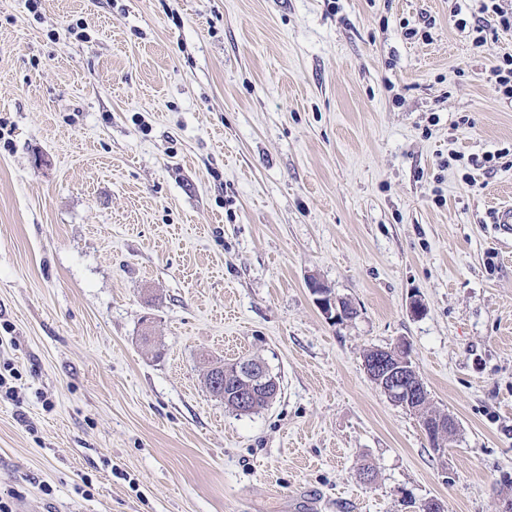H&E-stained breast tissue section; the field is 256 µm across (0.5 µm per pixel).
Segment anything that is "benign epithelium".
Instances as JSON below:
<instances>
[{
    "label": "benign epithelium",
    "mask_w": 512,
    "mask_h": 512,
    "mask_svg": "<svg viewBox=\"0 0 512 512\" xmlns=\"http://www.w3.org/2000/svg\"><path fill=\"white\" fill-rule=\"evenodd\" d=\"M308 288L326 317L334 319L353 314L345 304H336L329 289L319 281L310 279ZM366 372L369 377L376 380L388 399L404 407L418 409L428 398L424 382L412 379L409 361L391 360L386 349L366 363ZM209 388L215 396L236 406L239 412L247 413L260 398L273 401L280 390V385L277 377L263 362L248 359L236 366L234 380L231 382L224 378V366L214 367ZM455 430V420L444 415L429 421L425 426L432 447L439 449L448 447V441Z\"/></svg>",
    "instance_id": "1"
}]
</instances>
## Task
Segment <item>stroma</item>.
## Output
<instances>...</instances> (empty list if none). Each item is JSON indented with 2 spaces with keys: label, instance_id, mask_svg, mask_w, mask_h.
<instances>
[{
  "label": "stroma",
  "instance_id": "obj_1",
  "mask_svg": "<svg viewBox=\"0 0 512 512\" xmlns=\"http://www.w3.org/2000/svg\"><path fill=\"white\" fill-rule=\"evenodd\" d=\"M477 0H0V499L496 512L512 497V101ZM432 20L427 40L405 26ZM355 310L327 319L309 279ZM424 311L411 316L409 305ZM410 345L432 448L363 366ZM280 382L239 415L221 362ZM490 87L507 99L512 98V53L503 54L487 76ZM446 416L434 418L428 422L427 426H424L433 448H447L448 441L456 430L455 420L450 416Z\"/></svg>",
  "mask_w": 512,
  "mask_h": 512
}]
</instances>
